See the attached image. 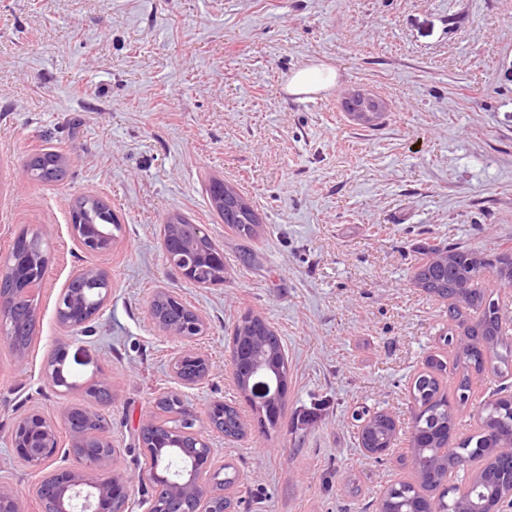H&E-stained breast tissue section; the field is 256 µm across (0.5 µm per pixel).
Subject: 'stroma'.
Masks as SVG:
<instances>
[{
	"mask_svg": "<svg viewBox=\"0 0 512 512\" xmlns=\"http://www.w3.org/2000/svg\"><path fill=\"white\" fill-rule=\"evenodd\" d=\"M335 69L333 87L288 95L307 62ZM386 111L376 125L343 108L349 89ZM72 164L46 185L23 160L44 141ZM234 186L263 224L243 240L207 188ZM108 200L122 225L110 253L82 250L70 230L76 198ZM183 217L224 251V283L204 288L164 258L160 229ZM50 224L49 266L25 358L0 340V485L41 512L36 476L9 439L31 411L51 420L50 470L79 461L63 414H102L113 470L130 482L129 512H148L138 426L175 387L176 341L153 321L156 289L206 318L197 343L213 373L180 388L229 466L235 512H375L381 492L411 479L409 383L443 343L448 305L413 283L412 257L431 242L488 255L512 250V0H0V263L21 229ZM93 266L112 295L65 363L77 387L46 376L59 334L56 301L72 272ZM266 317L288 356L278 424L260 428L233 383L229 336L245 311ZM107 378L104 407L86 387ZM248 427L212 431L211 403ZM400 420L392 452L363 455L354 412Z\"/></svg>",
	"mask_w": 512,
	"mask_h": 512,
	"instance_id": "obj_1",
	"label": "stroma"
}]
</instances>
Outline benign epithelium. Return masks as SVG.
Segmentation results:
<instances>
[{
  "label": "benign epithelium",
  "mask_w": 512,
  "mask_h": 512,
  "mask_svg": "<svg viewBox=\"0 0 512 512\" xmlns=\"http://www.w3.org/2000/svg\"><path fill=\"white\" fill-rule=\"evenodd\" d=\"M353 97V112L357 120H374L375 114L383 111L377 100L356 92ZM71 234L78 244L90 253H106L112 250L116 236L110 224H73ZM76 275L82 279H94L101 285L100 300L89 306L78 295L66 291L59 294L56 303L57 317L60 323L59 336L54 354L60 363L54 366V372L48 374L50 384L63 388L68 393L75 384L68 381L64 374L67 347L74 335L85 333L102 310L111 292L110 277L96 267H86ZM44 273L31 274L10 261L0 265V337L13 341V329L6 328L5 314L20 305L28 306L35 312L31 302L32 291L39 287ZM155 297L163 298L171 306L185 314L188 323L186 329L179 332L155 319L163 333L183 344L171 363L173 379L181 387L195 388L204 384L212 376L209 359L196 350L192 343L208 333V324L203 315L179 296L166 289H160ZM230 374L244 398L249 402L259 401L265 407L278 406L285 402L288 393V378L279 370L273 369L265 355L257 351L248 359H239L230 353ZM86 392L102 404L112 401L109 383L96 380L86 388ZM64 417L76 423L73 431V447L79 449L75 456L82 467L76 470L54 472L52 476L59 481L51 487L44 498H39L43 484L48 476L41 477L32 488V495L39 499L43 512H126L129 499V482L123 475L108 468L109 448L112 447L105 423L99 414L81 406L69 407ZM182 420L191 425L179 434L171 437L170 447L178 449L179 457L167 463L168 475L157 473V463L152 466L149 479L162 481L168 491L164 504L151 508V512H186L180 503L190 497L197 503L195 512H210V502L216 494L210 484L199 477L209 464L212 448L206 438L193 428V419L182 416ZM359 446L364 455L380 459L389 454L391 435L397 433L398 423L387 411L366 410L354 415ZM10 438L28 467L35 473L43 472L51 458L57 453V442L53 425L39 412H30L20 417L14 424ZM445 449H433L434 466L426 473L419 474L423 483L420 494L429 499L438 497L436 491L448 486V475H462L466 482L480 478L494 485L498 493L491 498L471 506V512H501L504 505L512 501V471L503 473L491 468L495 458L507 456L512 460V446L508 448L488 449L486 465L488 468L473 471L468 461L460 458L452 461L444 458ZM0 512H21V501L13 490L0 486Z\"/></svg>",
  "instance_id": "obj_1"
}]
</instances>
